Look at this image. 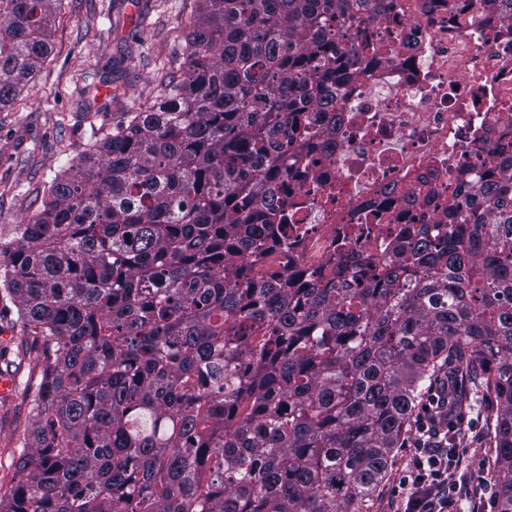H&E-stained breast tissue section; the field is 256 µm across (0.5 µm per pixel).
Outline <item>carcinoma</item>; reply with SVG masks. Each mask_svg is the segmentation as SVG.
Returning a JSON list of instances; mask_svg holds the SVG:
<instances>
[{"instance_id": "cac0c4a2", "label": "carcinoma", "mask_w": 512, "mask_h": 512, "mask_svg": "<svg viewBox=\"0 0 512 512\" xmlns=\"http://www.w3.org/2000/svg\"><path fill=\"white\" fill-rule=\"evenodd\" d=\"M56 0H0V109L43 66ZM179 79L127 112L0 241V305L38 349L0 512H359L448 362L481 392L512 512V174L395 255L260 270L307 111L372 55L390 0H197Z\"/></svg>"}]
</instances>
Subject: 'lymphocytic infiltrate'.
I'll list each match as a JSON object with an SVG mask.
<instances>
[{"label":"lymphocytic infiltrate","instance_id":"1","mask_svg":"<svg viewBox=\"0 0 512 512\" xmlns=\"http://www.w3.org/2000/svg\"><path fill=\"white\" fill-rule=\"evenodd\" d=\"M448 410V383L432 386L407 442L406 463L388 497L390 512H463L480 505L487 483L484 463L470 448H452L438 416Z\"/></svg>","mask_w":512,"mask_h":512}]
</instances>
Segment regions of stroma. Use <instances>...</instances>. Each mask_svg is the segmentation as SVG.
<instances>
[{
    "mask_svg": "<svg viewBox=\"0 0 512 512\" xmlns=\"http://www.w3.org/2000/svg\"><path fill=\"white\" fill-rule=\"evenodd\" d=\"M196 9V0H59L48 58L0 110V228L37 211L98 130L156 102L159 80L182 68ZM30 418L25 389L0 400V455Z\"/></svg>",
    "mask_w": 512,
    "mask_h": 512,
    "instance_id": "stroma-1",
    "label": "stroma"
}]
</instances>
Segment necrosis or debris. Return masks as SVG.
Returning a JSON list of instances; mask_svg holds the SVG:
<instances>
[{
  "instance_id": "necrosis-or-debris-1",
  "label": "necrosis or debris",
  "mask_w": 512,
  "mask_h": 512,
  "mask_svg": "<svg viewBox=\"0 0 512 512\" xmlns=\"http://www.w3.org/2000/svg\"><path fill=\"white\" fill-rule=\"evenodd\" d=\"M380 53L336 90L335 119L309 120L334 150L290 155L293 268L391 257L405 225L447 231L448 201L512 151V18L468 0H393L384 21L354 24Z\"/></svg>"
}]
</instances>
